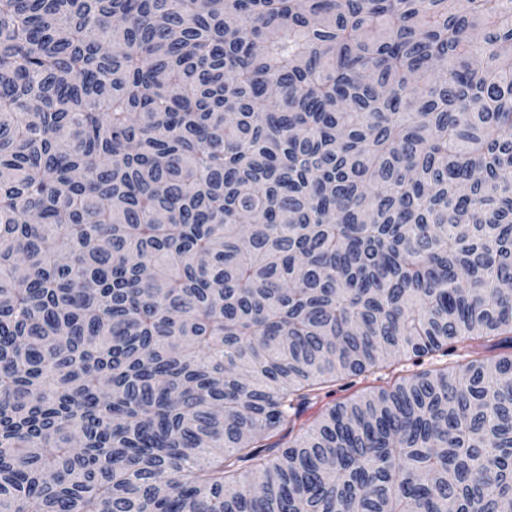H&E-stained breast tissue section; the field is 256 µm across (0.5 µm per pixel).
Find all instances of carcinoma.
Here are the masks:
<instances>
[{
	"instance_id": "obj_1",
	"label": "carcinoma",
	"mask_w": 512,
	"mask_h": 512,
	"mask_svg": "<svg viewBox=\"0 0 512 512\" xmlns=\"http://www.w3.org/2000/svg\"><path fill=\"white\" fill-rule=\"evenodd\" d=\"M0 512H512V0H0ZM465 356V349L462 348V345L458 344L454 351H450L448 353V356H441V354H438L433 359L424 358V360L419 363H413L412 360L404 361L401 365L397 366L398 369L394 372L383 370L382 372L376 373L374 376H369L368 378H365L362 375L336 382L335 386L328 387L322 391L316 403L308 408L302 417V421H312L322 412L336 404L346 402L361 391L369 389L371 386L387 387L388 384L391 385L395 379H398L401 376L407 377L418 372L440 368L445 366L446 363H448V366H457L458 364L465 363ZM377 377L378 380H375Z\"/></svg>"
}]
</instances>
